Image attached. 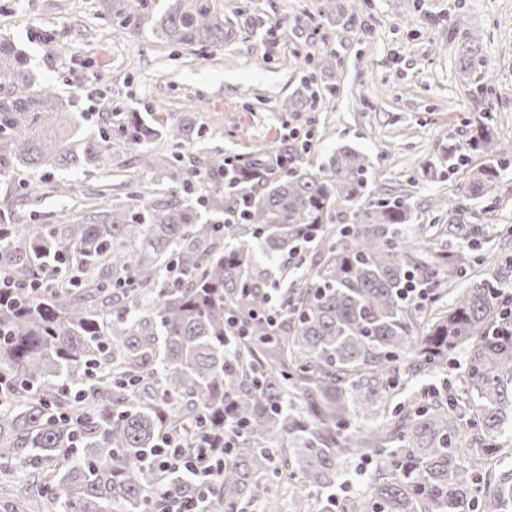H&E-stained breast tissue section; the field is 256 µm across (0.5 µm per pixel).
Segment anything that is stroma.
I'll return each instance as SVG.
<instances>
[{
  "mask_svg": "<svg viewBox=\"0 0 512 512\" xmlns=\"http://www.w3.org/2000/svg\"><path fill=\"white\" fill-rule=\"evenodd\" d=\"M224 19L219 47H182L151 28L127 35L102 13L101 0H0V34L25 52L41 80L72 102L86 132L111 129L128 112L192 115L200 133L184 161L205 156L274 154L309 134L303 162L320 164L349 144L374 164V187L408 194L416 223H434L432 199L451 197L479 154L458 162L454 150L486 123L512 147V0H364L354 24H336L350 0H213ZM476 31L493 83L478 94L457 69L449 21ZM331 53L333 73L307 68L305 55ZM335 85L329 105L288 112L289 98ZM107 170L38 172L51 187L77 184L69 198L24 195L27 172L0 181V198L15 202L21 224L74 223L86 196L100 190L126 197L150 179L133 151L113 144ZM489 247L512 234V154L494 197L470 201Z\"/></svg>",
  "mask_w": 512,
  "mask_h": 512,
  "instance_id": "35a3bbf8",
  "label": "stroma"
}]
</instances>
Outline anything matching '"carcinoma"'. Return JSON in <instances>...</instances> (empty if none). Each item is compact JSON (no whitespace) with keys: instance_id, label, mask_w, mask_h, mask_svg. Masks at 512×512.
Instances as JSON below:
<instances>
[{"instance_id":"cac0c4a2","label":"carcinoma","mask_w":512,"mask_h":512,"mask_svg":"<svg viewBox=\"0 0 512 512\" xmlns=\"http://www.w3.org/2000/svg\"><path fill=\"white\" fill-rule=\"evenodd\" d=\"M105 7L129 35L149 23L171 44H224L212 0H172L155 18L147 0ZM458 62L480 89L491 83L476 32L460 33ZM71 122L69 102L0 37V180L108 165L110 135L73 141L56 130ZM115 133L153 173L158 147L188 148L199 130L128 112ZM474 152L487 161L458 203L434 201L459 249L403 234L407 196L373 190L371 160L348 145L277 172L250 157L244 180L222 158L170 165L164 192L22 240L12 201H0V269L16 285L0 297V374L16 387L0 408V472L29 473L43 512H169L196 482L158 469L162 439L186 453L228 430L208 512H281L280 466L331 490L355 458L373 464L364 490L308 495L294 512H512V287L485 272L468 215L495 192L507 149L483 125L456 148L462 160ZM307 247L317 259L299 277L286 263L269 271ZM411 278L427 289L422 307L406 298ZM273 287L276 324L249 318ZM454 366L457 381L415 391Z\"/></svg>"}]
</instances>
